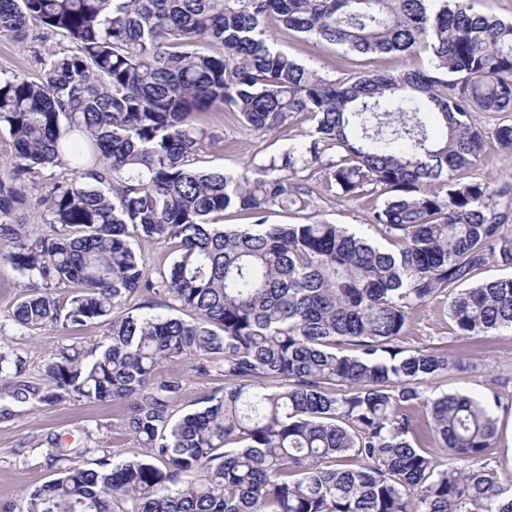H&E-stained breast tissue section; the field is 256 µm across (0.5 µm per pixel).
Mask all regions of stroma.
Segmentation results:
<instances>
[{"label": "stroma", "mask_w": 512, "mask_h": 512, "mask_svg": "<svg viewBox=\"0 0 512 512\" xmlns=\"http://www.w3.org/2000/svg\"><path fill=\"white\" fill-rule=\"evenodd\" d=\"M269 34L278 49L299 62L338 79L369 72L397 73L418 67V58L401 55L354 56L338 47L296 38L290 32L270 27ZM57 39L44 37L39 27H30L23 40L0 34V70L28 78H37L38 59L59 49ZM208 121L216 138L205 143L197 165L207 171L240 173L261 164L296 145L310 126L306 115H294L288 125L273 135L261 136L246 130L234 117L218 111ZM463 179L482 180L494 188L512 187V149L491 143L481 165L463 172ZM303 184L311 192V205L302 212L272 213L273 224H343L371 239L379 234L372 212L381 200L368 193L349 199L330 189L324 172L305 174ZM22 277L11 266L0 264V348L25 357L28 375L37 378L44 362L63 344L78 343L93 347L105 342L107 328L94 323L63 331L54 327L37 330L16 324L12 312L22 290ZM409 349L441 347L449 357H462L460 369L429 383L435 394H473L492 407L498 419L499 437L486 449L485 456L500 475L512 476V334L494 338L490 343L456 340L444 299L416 307L401 338ZM10 418L0 419V504L18 501L28 489L43 485L58 476L45 455L46 438L54 436L66 443L88 447L86 463L102 454L132 456V440L113 434L112 425L123 414L111 403L71 402L57 405L16 404Z\"/></svg>", "instance_id": "obj_1"}]
</instances>
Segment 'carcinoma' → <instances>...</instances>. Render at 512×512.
I'll use <instances>...</instances> for the list:
<instances>
[{"instance_id": "cac0c4a2", "label": "carcinoma", "mask_w": 512, "mask_h": 512, "mask_svg": "<svg viewBox=\"0 0 512 512\" xmlns=\"http://www.w3.org/2000/svg\"><path fill=\"white\" fill-rule=\"evenodd\" d=\"M32 20L63 48L35 80L0 72L13 144L0 262L31 287L13 318L108 332L60 347L39 383L0 351V415L110 401L124 409L112 432L140 452L88 467L89 449L49 437L59 477L0 512H512V479L484 457L497 435L485 402L422 388L457 360L399 346L410 312L441 296L456 338L512 333V276L469 285L493 260L512 268V195L457 176L486 141L512 148V123L471 120L512 112V20L472 0H0V33L21 39ZM271 23L427 65L330 79L275 49ZM218 108L264 135L297 113L312 125L238 176L200 171L193 157L213 138L201 118ZM47 167L62 173L38 230L13 216ZM316 167L344 197H384L373 223L389 247L340 224L267 223L310 206L291 179ZM228 210L253 223L224 227ZM142 238L176 245L157 281ZM62 285L63 299L51 292ZM164 361L218 386L177 416L186 382Z\"/></svg>"}]
</instances>
